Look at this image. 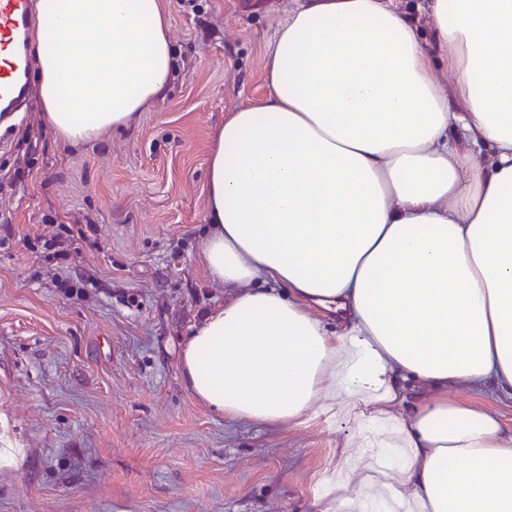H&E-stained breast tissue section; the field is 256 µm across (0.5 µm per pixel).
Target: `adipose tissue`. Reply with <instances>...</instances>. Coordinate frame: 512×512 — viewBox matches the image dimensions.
<instances>
[{"instance_id": "adipose-tissue-1", "label": "adipose tissue", "mask_w": 512, "mask_h": 512, "mask_svg": "<svg viewBox=\"0 0 512 512\" xmlns=\"http://www.w3.org/2000/svg\"><path fill=\"white\" fill-rule=\"evenodd\" d=\"M40 118L70 145L173 79L163 0H36ZM267 94L209 154L201 244L224 304L185 388L234 422L373 426L320 512H512V0H292ZM465 388L470 400L449 398Z\"/></svg>"}]
</instances>
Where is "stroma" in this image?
<instances>
[{
  "label": "stroma",
  "mask_w": 512,
  "mask_h": 512,
  "mask_svg": "<svg viewBox=\"0 0 512 512\" xmlns=\"http://www.w3.org/2000/svg\"><path fill=\"white\" fill-rule=\"evenodd\" d=\"M165 2L172 85L134 126L67 145L29 95L0 120V512H319L358 429L235 423L181 381L188 327L224 301L208 153L263 101L291 0Z\"/></svg>",
  "instance_id": "35a3bbf8"
}]
</instances>
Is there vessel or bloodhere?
Listing matches in <instances>:
<instances>
[{"mask_svg": "<svg viewBox=\"0 0 512 512\" xmlns=\"http://www.w3.org/2000/svg\"><path fill=\"white\" fill-rule=\"evenodd\" d=\"M30 22V0H0V100L17 101L23 67L14 49Z\"/></svg>", "mask_w": 512, "mask_h": 512, "instance_id": "obj_1", "label": "vessel or blood"}]
</instances>
